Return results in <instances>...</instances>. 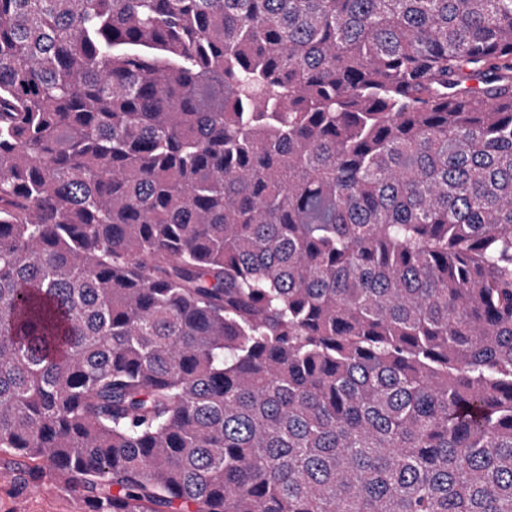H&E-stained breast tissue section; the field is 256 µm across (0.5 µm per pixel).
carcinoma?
I'll use <instances>...</instances> for the list:
<instances>
[{
  "instance_id": "obj_1",
  "label": "carcinoma",
  "mask_w": 512,
  "mask_h": 512,
  "mask_svg": "<svg viewBox=\"0 0 512 512\" xmlns=\"http://www.w3.org/2000/svg\"><path fill=\"white\" fill-rule=\"evenodd\" d=\"M0 452L512 512V0H0Z\"/></svg>"
}]
</instances>
